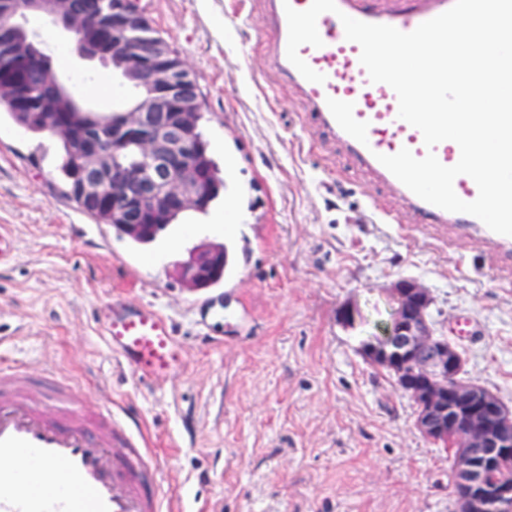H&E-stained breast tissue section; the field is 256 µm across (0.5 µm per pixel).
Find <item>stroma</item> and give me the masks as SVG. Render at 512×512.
<instances>
[{
  "instance_id": "1",
  "label": "stroma",
  "mask_w": 512,
  "mask_h": 512,
  "mask_svg": "<svg viewBox=\"0 0 512 512\" xmlns=\"http://www.w3.org/2000/svg\"><path fill=\"white\" fill-rule=\"evenodd\" d=\"M140 4L197 81L224 192L135 247L63 196L60 139L1 111L0 229L15 255L0 263V359L72 379L86 409L134 410L174 512H456L453 449L419 432L414 401L359 347L389 323L392 283L416 280L463 378L512 408V279L475 243L452 251L413 225L373 222L371 208L406 207L305 124L299 90L271 60L265 0ZM31 26L92 107L129 108L118 72L80 58L47 20ZM203 246L233 254L236 289L181 280ZM116 298L172 321L181 374L146 381L121 366L98 330ZM217 299L222 332L206 314Z\"/></svg>"
}]
</instances>
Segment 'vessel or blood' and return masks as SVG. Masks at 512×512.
I'll use <instances>...</instances> for the list:
<instances>
[{"label":"vessel or blood","instance_id":"b4317fda","mask_svg":"<svg viewBox=\"0 0 512 512\" xmlns=\"http://www.w3.org/2000/svg\"><path fill=\"white\" fill-rule=\"evenodd\" d=\"M274 33L276 67L300 89L309 121L328 131L356 166L404 201L419 224L444 228L449 241L465 236L512 271V236L491 231L478 218L425 202L378 160L409 149L427 150L421 132L399 119L394 90L371 83L358 44L345 38L340 20L395 27L409 33L450 9L454 0H336L338 13L319 16L322 47L302 45L300 57L325 75L306 80L287 58L286 8L306 10L311 0H266ZM103 336L124 368L160 381L184 369V349L169 318L154 305L113 304ZM0 512H172L161 467L123 410L85 412L74 386L44 373L0 368Z\"/></svg>","mask_w":512,"mask_h":512}]
</instances>
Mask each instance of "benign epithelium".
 I'll return each instance as SVG.
<instances>
[{
    "label": "benign epithelium",
    "mask_w": 512,
    "mask_h": 512,
    "mask_svg": "<svg viewBox=\"0 0 512 512\" xmlns=\"http://www.w3.org/2000/svg\"><path fill=\"white\" fill-rule=\"evenodd\" d=\"M138 0H112V13L103 18L80 11L77 0H30L32 13L48 17L68 34L95 28L107 34L90 39L82 58L104 62L121 58L126 70L149 94L123 113L112 150L101 147V132L90 129L75 151L79 180L75 192L88 205L112 206L116 230L150 234L176 212L202 208L210 190V175L197 148L198 86L180 55L159 40L141 50L127 47L122 31L139 16ZM48 94L63 86L52 68L37 73ZM28 75L0 76V103H22ZM132 145L143 165L132 172L112 161L121 147ZM224 265V249L208 247L190 254L180 274L193 289ZM396 308L384 336L370 340L368 359L392 370L400 388L415 401L419 431L431 439L444 438L455 448L453 472L463 488L461 512H512V482L492 477V468L512 459V411L475 382L460 378L463 358L457 346L439 335L428 319L430 296L410 279L391 289ZM480 448L486 461L471 452Z\"/></svg>",
    "instance_id": "7a95c632"
}]
</instances>
